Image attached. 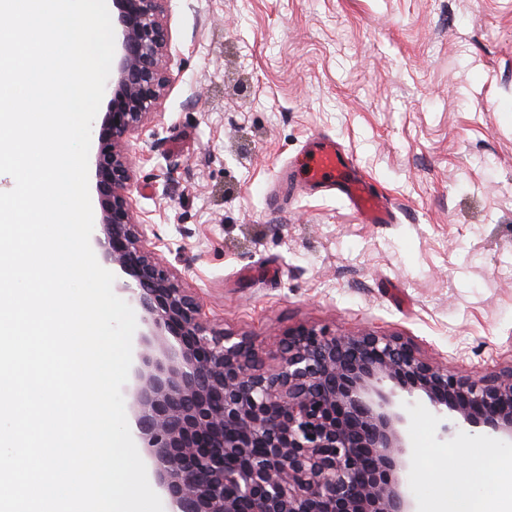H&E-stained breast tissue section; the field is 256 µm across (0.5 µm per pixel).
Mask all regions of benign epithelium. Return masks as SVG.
<instances>
[{"label":"benign epithelium","mask_w":512,"mask_h":512,"mask_svg":"<svg viewBox=\"0 0 512 512\" xmlns=\"http://www.w3.org/2000/svg\"><path fill=\"white\" fill-rule=\"evenodd\" d=\"M171 0H112L115 54L99 120L91 240L142 312L129 428L167 512H418L407 412L442 435L512 442V367L470 378L400 336L301 324L265 367L253 339L218 331L148 245L130 195L131 141L170 82Z\"/></svg>","instance_id":"obj_1"}]
</instances>
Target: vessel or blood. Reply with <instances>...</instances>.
<instances>
[{
    "mask_svg": "<svg viewBox=\"0 0 512 512\" xmlns=\"http://www.w3.org/2000/svg\"><path fill=\"white\" fill-rule=\"evenodd\" d=\"M306 187L318 194H333L347 202L368 224H388L392 209L376 185L364 177L354 156L335 139L317 137L305 151Z\"/></svg>",
    "mask_w": 512,
    "mask_h": 512,
    "instance_id": "1",
    "label": "vessel or blood"
}]
</instances>
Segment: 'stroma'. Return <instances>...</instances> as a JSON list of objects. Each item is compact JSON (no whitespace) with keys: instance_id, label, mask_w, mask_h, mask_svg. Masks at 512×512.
Listing matches in <instances>:
<instances>
[{"instance_id":"stroma-1","label":"stroma","mask_w":512,"mask_h":512,"mask_svg":"<svg viewBox=\"0 0 512 512\" xmlns=\"http://www.w3.org/2000/svg\"><path fill=\"white\" fill-rule=\"evenodd\" d=\"M177 52L131 193L216 328L266 360L288 329L369 328L467 377L512 367V0H172ZM329 136L396 221L269 196ZM420 512L466 453L476 501L512 512L488 441L408 414Z\"/></svg>"}]
</instances>
